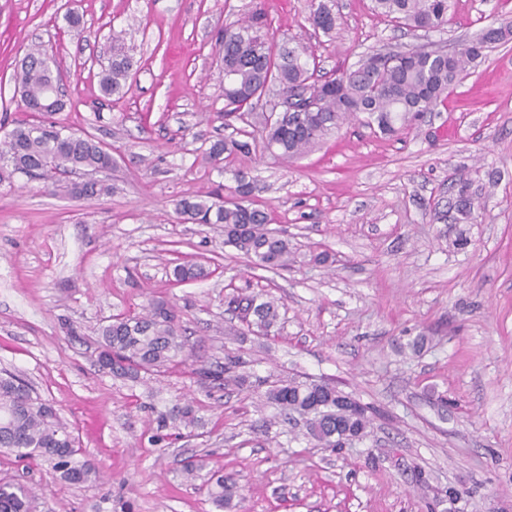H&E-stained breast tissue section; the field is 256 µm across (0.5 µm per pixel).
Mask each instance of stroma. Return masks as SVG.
Wrapping results in <instances>:
<instances>
[{"instance_id": "obj_1", "label": "stroma", "mask_w": 512, "mask_h": 512, "mask_svg": "<svg viewBox=\"0 0 512 512\" xmlns=\"http://www.w3.org/2000/svg\"><path fill=\"white\" fill-rule=\"evenodd\" d=\"M332 4L326 34L308 21L312 0H0V113L24 117L14 75L44 46L65 94L56 121L111 144L114 160L103 176L113 190L96 199L22 174L0 185V374L52 404L103 473L72 485L0 456V478L21 473L35 489L30 512H215L179 473L191 454L236 478L232 512H512V40L487 45L400 136L354 120L291 162L259 149L222 174L201 161L225 135L218 33L255 8L324 72L386 44L449 47L512 24V0H451L447 25L426 35L372 0ZM116 32L133 70L106 95ZM238 170L287 232V268L255 267L225 245L223 225L176 215L177 199L230 195ZM462 181L479 196L458 224L448 198ZM177 258L218 269L178 284ZM260 290L280 305L266 336L224 302ZM150 296L175 306L206 361L240 351L251 377L321 380L374 406L367 436L316 447L258 395L213 390L184 365L158 381L99 369L87 338ZM189 399L201 428L157 440V416Z\"/></svg>"}]
</instances>
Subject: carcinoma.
<instances>
[{
	"label": "carcinoma",
	"instance_id": "obj_1",
	"mask_svg": "<svg viewBox=\"0 0 512 512\" xmlns=\"http://www.w3.org/2000/svg\"><path fill=\"white\" fill-rule=\"evenodd\" d=\"M374 10L397 27L409 30H439L448 23L449 0H373ZM311 24L328 34L336 27L331 7L321 0L310 14ZM267 14L255 10L245 20L224 27L221 46L224 71L231 80L224 83V126L236 120L249 129H238L237 136L218 140L202 152V159L220 172L237 155L252 152L260 142L273 147V155L294 160L306 154L349 120L366 116L364 124L377 126L388 136L402 134L410 121L432 112L467 74L479 54L467 50L453 62L417 49L403 57L365 54L354 69L339 67L321 78L310 67L309 56L300 45L291 47L268 33ZM47 54L30 50L23 58L15 80L21 89L26 109L35 118L14 119V128L0 142V184L17 173L43 181L46 185L83 199L112 193V185L102 181L82 186L70 180L80 171L96 170L112 164V148L86 132H66V127L50 120L64 108L54 98L59 84L46 65ZM132 60L126 54L121 35L112 34V60L101 72L100 85L107 95L120 93L131 76ZM268 87L292 102L295 110L282 112L274 119L255 111ZM236 186L231 197L212 201L182 198L175 212L186 223L224 225V244L235 247L260 267L279 269L288 266V239L269 227L268 214L252 206L253 185L246 176L235 173ZM452 208L459 222L471 219L474 192L461 182L454 189ZM205 275L194 263H178L172 269L176 282H188ZM230 308L239 313L247 329L268 333L279 319L278 306L263 294L237 293L227 297ZM96 363L105 358L112 363V376L137 380L148 375L163 377L170 365L193 356V347L181 333L179 316L164 300L151 299L142 312L131 317H114L96 330ZM242 355L227 354L224 362L193 366L191 375L212 388L230 383L249 384ZM352 395L331 384L303 381L290 376L279 378L265 391L266 403L285 415L306 419L310 437L325 448H339L347 437H364L374 408L357 404L349 409L344 402ZM200 417L191 403L175 405L157 417V430L168 428L188 432L198 426ZM18 460L46 463L55 479L81 484L97 476V468L81 459L76 436L64 424L56 409L33 396V391L18 377L0 376V455ZM205 460L198 455L185 457L180 472L188 482L201 477ZM208 499L219 510L232 507L236 481L222 470L208 473L204 481ZM32 490L22 484L0 481V512H28Z\"/></svg>",
	"mask_w": 512,
	"mask_h": 512
}]
</instances>
